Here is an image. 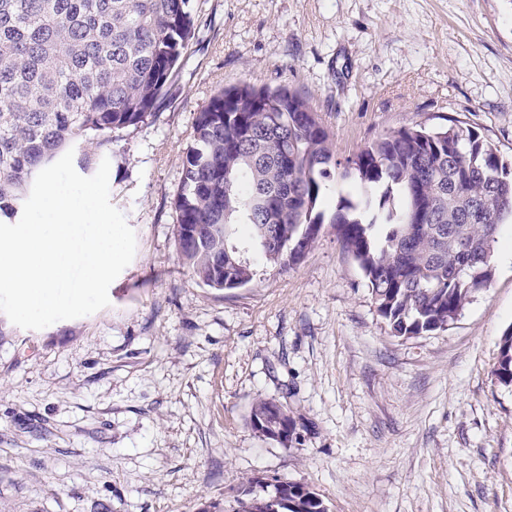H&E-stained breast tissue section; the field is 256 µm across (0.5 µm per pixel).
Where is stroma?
Here are the masks:
<instances>
[{
  "mask_svg": "<svg viewBox=\"0 0 512 512\" xmlns=\"http://www.w3.org/2000/svg\"><path fill=\"white\" fill-rule=\"evenodd\" d=\"M196 35L155 116L115 131L110 201L136 235L108 307L0 324V512H237L250 482L329 512H512V258L447 330L390 334L330 226L293 268L215 291L182 268L174 199L221 89L288 86L338 158L456 119L512 156V0H190ZM287 407L288 444L252 430ZM499 358L493 373L504 387L512 386V328L506 330L500 339ZM270 407H276V411L271 409L272 413H277L276 415L271 414ZM268 414L271 415L268 416ZM263 420L267 424L275 423L276 427L285 425L282 428V431L285 433L284 439L275 440H278L283 444H288V442L292 440L293 435L295 434L296 425L294 420L290 417V415H288V410L284 406L274 401H260L254 404L251 408L249 421L252 429L264 437L273 439L265 433Z\"/></svg>",
  "mask_w": 512,
  "mask_h": 512,
  "instance_id": "1",
  "label": "stroma"
}]
</instances>
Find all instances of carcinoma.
Instances as JSON below:
<instances>
[{"label": "carcinoma", "instance_id": "cac0c4a2", "mask_svg": "<svg viewBox=\"0 0 512 512\" xmlns=\"http://www.w3.org/2000/svg\"><path fill=\"white\" fill-rule=\"evenodd\" d=\"M190 0H0V218L23 209L37 174L67 151L80 168L109 150L112 133L156 114L194 37ZM336 188L330 223L359 266L378 315L396 337L445 330L491 282L500 226L512 223V159L455 120L403 127L351 158L336 157L308 100L286 86L244 83L196 113L175 200L178 258L202 285L253 279L237 227L284 271L317 239L318 204ZM512 386V328L493 370ZM276 414H270V408ZM252 429L296 425L260 401ZM238 512H327L310 488L263 481Z\"/></svg>", "mask_w": 512, "mask_h": 512}]
</instances>
